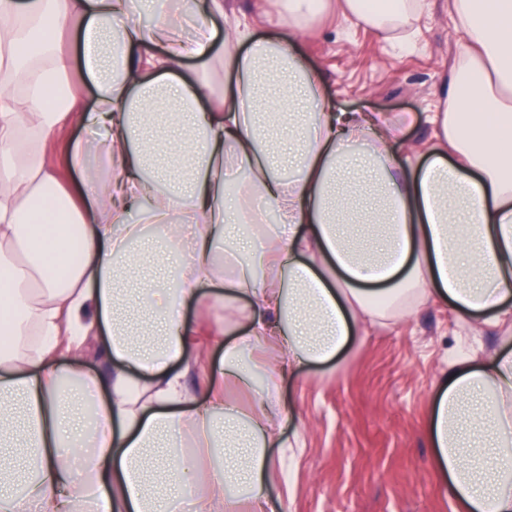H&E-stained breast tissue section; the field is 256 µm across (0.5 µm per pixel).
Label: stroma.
I'll use <instances>...</instances> for the list:
<instances>
[{"mask_svg":"<svg viewBox=\"0 0 512 512\" xmlns=\"http://www.w3.org/2000/svg\"><path fill=\"white\" fill-rule=\"evenodd\" d=\"M282 0H224L226 20L254 23L276 39L287 26ZM315 33L295 52L319 71L340 112H386L406 121L391 151L430 137L427 121L448 84L459 35L441 0H430L414 49L405 51L374 30L324 13ZM187 324L223 323L246 331L241 309L205 298L185 310ZM502 329L470 335L447 307L427 305L386 326L355 330L345 350L326 363L282 378L280 397L290 410L282 432L286 466H274L268 512H454L434 466L427 419L443 370L458 353L494 351Z\"/></svg>","mask_w":512,"mask_h":512,"instance_id":"35a3bbf8","label":"stroma"}]
</instances>
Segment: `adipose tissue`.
I'll list each match as a JSON object with an SVG mask.
<instances>
[{
  "mask_svg": "<svg viewBox=\"0 0 512 512\" xmlns=\"http://www.w3.org/2000/svg\"><path fill=\"white\" fill-rule=\"evenodd\" d=\"M336 8L396 41L425 14L423 0ZM448 11L458 50L415 166L389 151L404 129L386 114L333 111L292 48L296 28L275 43L239 24L219 45L224 0L169 12L155 0H0V323L22 342L0 352V512H166L180 498L193 512H260L289 419L284 373L427 302L512 328V0ZM189 56L200 67L184 78ZM79 65L96 87L90 111L72 86ZM76 126L108 137H69ZM285 128L298 137L281 152ZM359 142L367 194L346 176ZM231 169L249 175L232 212ZM257 197L274 224L220 249L231 218L257 224ZM215 283V300L248 298L249 329H211L224 361L200 398L185 378L207 355L181 308ZM97 328L104 380L84 360ZM266 346L269 361L255 355ZM256 370L269 385L245 413L224 387ZM430 436L455 512H512V349L449 362Z\"/></svg>",
  "mask_w": 512,
  "mask_h": 512,
  "instance_id": "ef3b65f1",
  "label": "adipose tissue"
}]
</instances>
